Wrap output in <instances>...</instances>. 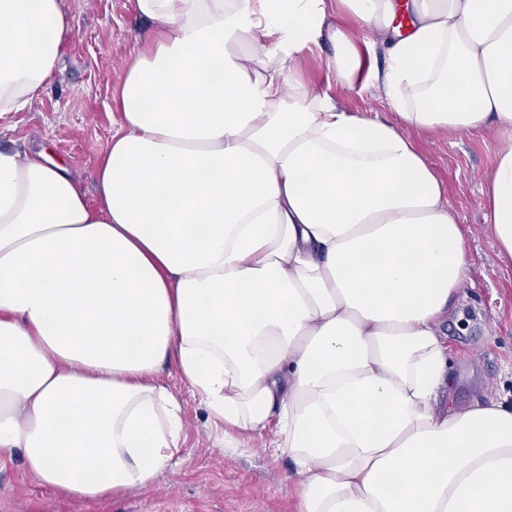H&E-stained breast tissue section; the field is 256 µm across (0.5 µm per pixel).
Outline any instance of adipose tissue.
<instances>
[{
	"instance_id": "ef3b65f1",
	"label": "adipose tissue",
	"mask_w": 512,
	"mask_h": 512,
	"mask_svg": "<svg viewBox=\"0 0 512 512\" xmlns=\"http://www.w3.org/2000/svg\"><path fill=\"white\" fill-rule=\"evenodd\" d=\"M101 206L0 149V466L87 507L149 488L183 422L177 366L246 447L274 428L296 512H512V401L456 405L443 325L465 230L411 139L493 128L484 220L512 260V0H134ZM347 12L384 49L382 121L284 71ZM65 0H0V119L53 75Z\"/></svg>"
}]
</instances>
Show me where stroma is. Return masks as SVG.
I'll list each match as a JSON object with an SVG mask.
<instances>
[{
  "instance_id": "obj_1",
  "label": "stroma",
  "mask_w": 512,
  "mask_h": 512,
  "mask_svg": "<svg viewBox=\"0 0 512 512\" xmlns=\"http://www.w3.org/2000/svg\"><path fill=\"white\" fill-rule=\"evenodd\" d=\"M73 34L63 44L57 67L39 94L21 111L0 121V148H42L65 165L98 204L95 172L120 117L117 91L134 51L149 47L152 25L130 0H66ZM330 44L297 58L295 78L328 86L350 112L373 111L390 119L379 86L362 92L328 80ZM412 139L444 185L458 223L468 228L471 280L444 325L448 335L453 399L466 405L489 394L512 400V266L501 260L482 209L481 175L490 166L495 141L479 133L436 140L412 131ZM178 399L185 436L178 463L157 476L147 490L90 508L56 499L40 488L23 456L0 466V512H294L288 457L275 454L273 431L253 435L248 447L223 446V426L188 390L175 364L156 375Z\"/></svg>"
}]
</instances>
